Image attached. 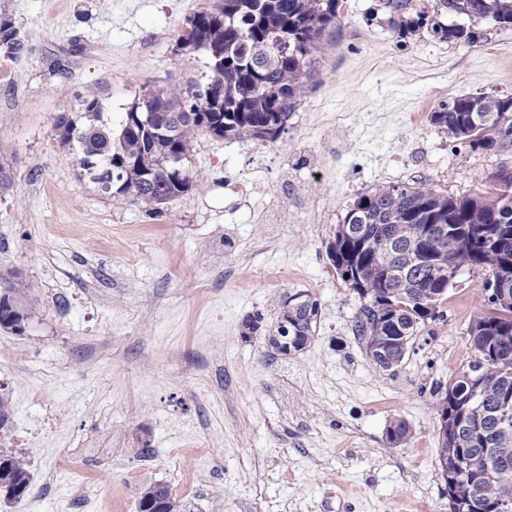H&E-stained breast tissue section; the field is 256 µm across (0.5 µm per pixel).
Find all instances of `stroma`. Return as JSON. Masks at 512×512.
<instances>
[{
  "mask_svg": "<svg viewBox=\"0 0 512 512\" xmlns=\"http://www.w3.org/2000/svg\"><path fill=\"white\" fill-rule=\"evenodd\" d=\"M213 4L0 0L29 45L19 61L0 52V163L14 177L0 193V286L32 300L24 333L0 328L12 407L0 447L31 474L0 512H138L149 482L189 512H448L436 391L470 356L488 273L463 269L443 318L383 372L327 244L380 187L470 197L512 167L430 121L455 97L512 95V26L479 23L473 44L403 38L380 0H343L275 142L197 133L195 182L159 215L98 193L57 141V116L95 99L117 124L142 88L204 79V56H182L178 37ZM236 182L250 195L230 193ZM299 292L317 300V326L284 356L267 336ZM396 419L402 443L388 439Z\"/></svg>",
  "mask_w": 512,
  "mask_h": 512,
  "instance_id": "stroma-1",
  "label": "stroma"
}]
</instances>
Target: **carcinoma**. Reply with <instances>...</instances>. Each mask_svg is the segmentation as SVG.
I'll return each mask as SVG.
<instances>
[{
  "label": "carcinoma",
  "instance_id": "obj_1",
  "mask_svg": "<svg viewBox=\"0 0 512 512\" xmlns=\"http://www.w3.org/2000/svg\"><path fill=\"white\" fill-rule=\"evenodd\" d=\"M341 0H218L187 21L179 35L181 54L206 56L211 72L204 83L189 81L160 91L144 89L124 113L118 128L104 119L98 100L84 103L83 122L62 114L54 125L61 146L75 149L79 165L98 192L101 178L117 169L124 193L151 206L188 192L192 180L186 162L196 133L274 142L285 129L327 50L326 30L339 15ZM389 23L400 37L427 33L442 41L475 43L477 29L451 26L444 17L476 24H512V0H435L432 9L414 8L413 0H381ZM13 24L0 22V49L13 59L23 48ZM147 112L149 125L130 118ZM431 122L473 149L512 153V96L484 94L454 98L438 105ZM334 236L333 267L359 274L364 290L347 277L361 306L354 331L360 342L389 339L386 353L372 360L390 371L402 361L393 338L415 337L428 319L426 308L439 309L452 286L441 270L453 266L491 272L499 303L471 322V360L452 377L436 403L448 421L438 449V467L450 482L447 463L471 468L463 492L448 488L449 512H496L501 493H512V429L504 431L499 408L512 403V176L499 172L495 192L454 198L426 182L389 185L358 198ZM0 308L29 319L31 305L20 291L6 286ZM319 304L308 294L288 297L268 344L282 355L301 351L311 341ZM14 486L25 495L30 472L23 457L0 449ZM161 502L160 512H186L168 486L147 483L141 498Z\"/></svg>",
  "mask_w": 512,
  "mask_h": 512
}]
</instances>
